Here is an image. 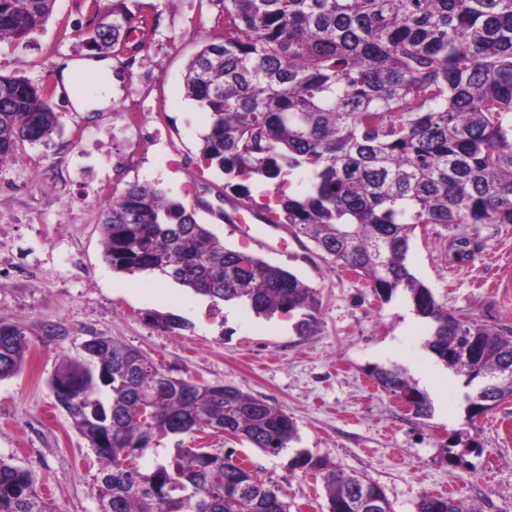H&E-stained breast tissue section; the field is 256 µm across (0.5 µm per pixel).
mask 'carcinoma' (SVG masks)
I'll list each match as a JSON object with an SVG mask.
<instances>
[{"label":"carcinoma","mask_w":512,"mask_h":512,"mask_svg":"<svg viewBox=\"0 0 512 512\" xmlns=\"http://www.w3.org/2000/svg\"><path fill=\"white\" fill-rule=\"evenodd\" d=\"M135 0H112L92 20L86 47L133 53L147 25ZM224 42L206 43L184 77L186 99L207 112L201 155L224 176L222 197L253 208L247 181L276 189L278 224L311 239L332 262L366 279L383 301L404 294L427 326L426 346L488 403L512 396V326L488 327L448 311L409 269L417 230L512 224V0H222ZM55 0H0V40L21 41L43 26ZM46 85L0 74V163L45 143L60 126ZM308 174L300 194L284 178ZM103 251L112 269L156 273L213 304L236 302L258 316L298 312L300 336L319 325L320 299L293 272L229 248L193 207L131 182L106 201ZM474 336L480 355L452 359ZM29 341L0 323V379L22 372ZM86 361L61 359L49 381L55 402L100 462L98 512H289L281 488L248 461L207 446L178 447L154 467L124 460L158 451L170 435L224 433L278 456L297 437L293 419L265 399L224 384L164 376L139 351L96 336ZM375 382L396 397L425 393L397 366H375ZM153 412L150 424L141 410ZM291 470L321 478L328 512H361L364 479L328 458L298 452ZM0 512H56L32 473L0 458ZM417 512H470L462 501L427 494Z\"/></svg>","instance_id":"carcinoma-1"}]
</instances>
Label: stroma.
<instances>
[{"mask_svg":"<svg viewBox=\"0 0 512 512\" xmlns=\"http://www.w3.org/2000/svg\"><path fill=\"white\" fill-rule=\"evenodd\" d=\"M155 18L144 49L115 57L104 111H76L54 95L61 131L30 145L22 161L0 164V323L20 325L27 365L0 380V458L28 469L57 512H98L93 486L100 463L56 405L48 381L61 358L108 336L139 350L173 376L226 384L268 400L296 424L290 452L272 456L224 436L189 433L162 439L166 450L203 444L250 458L264 481L282 488L290 512H327L312 475L290 471L291 452L328 457L338 469L380 485L394 512H416L439 490L475 512H512V397L468 419L461 377L426 347L427 328L403 294L384 302L369 283L289 228L271 249H256L257 221L238 232L199 211L226 246L258 254L295 273L321 300L315 335H297L296 315L257 316L246 306L212 305L160 275L114 271L103 255L105 193L149 182L172 199L208 201L221 175L200 153L207 116L183 93V76L204 43L224 39L222 0H138ZM111 0H56L46 24L17 42H0V72L35 84L58 82L61 60L86 56L88 21ZM411 272L449 310L487 325L512 326V225L418 233L407 254ZM173 314L166 331L153 314ZM404 367L432 405L420 417L370 375Z\"/></svg>","mask_w":512,"mask_h":512,"instance_id":"1","label":"stroma"}]
</instances>
